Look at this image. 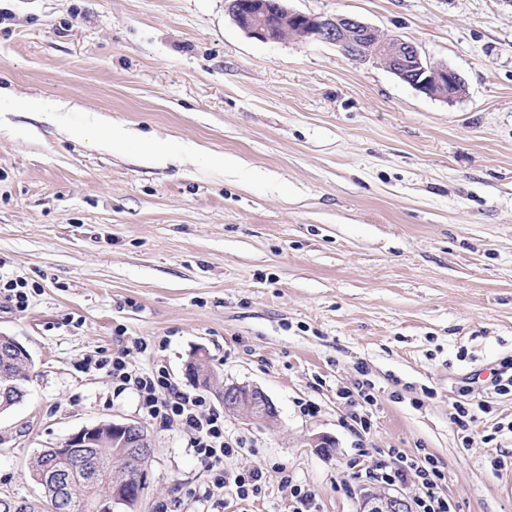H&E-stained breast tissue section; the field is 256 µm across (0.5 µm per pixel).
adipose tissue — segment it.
<instances>
[{
  "mask_svg": "<svg viewBox=\"0 0 512 512\" xmlns=\"http://www.w3.org/2000/svg\"><path fill=\"white\" fill-rule=\"evenodd\" d=\"M68 133L72 138L108 144L115 149L137 148L147 162L156 166L166 165L171 160V154L163 142L122 126L108 124L100 117L85 124L72 125Z\"/></svg>",
  "mask_w": 512,
  "mask_h": 512,
  "instance_id": "1",
  "label": "adipose tissue"
}]
</instances>
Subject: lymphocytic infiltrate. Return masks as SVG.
<instances>
[{
  "instance_id": "lymphocytic-infiltrate-1",
  "label": "lymphocytic infiltrate",
  "mask_w": 512,
  "mask_h": 512,
  "mask_svg": "<svg viewBox=\"0 0 512 512\" xmlns=\"http://www.w3.org/2000/svg\"><path fill=\"white\" fill-rule=\"evenodd\" d=\"M97 364L108 370L117 387L136 391L146 417L177 424L189 433L197 458L213 474V488L221 490L234 487L237 497L242 500L261 492L265 481L261 470H225L224 460L234 455L235 450L224 436L223 417L205 411L203 396L181 389L172 381L166 368L159 367L148 372L130 368L122 354L98 359ZM365 475L390 486L416 479L422 488L419 512H450L448 500L440 492L446 474L432 456L403 458L401 466L394 469L378 463L366 470Z\"/></svg>"
}]
</instances>
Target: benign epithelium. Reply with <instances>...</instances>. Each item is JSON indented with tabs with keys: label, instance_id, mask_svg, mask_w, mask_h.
Returning a JSON list of instances; mask_svg holds the SVG:
<instances>
[{
	"label": "benign epithelium",
	"instance_id": "benign-epithelium-1",
	"mask_svg": "<svg viewBox=\"0 0 512 512\" xmlns=\"http://www.w3.org/2000/svg\"><path fill=\"white\" fill-rule=\"evenodd\" d=\"M227 11L233 23L249 38L276 42V31L288 20L298 26L302 37L334 44L353 60H377L402 81L431 97L453 101L465 92V83L455 70L424 62L413 43L382 34L355 17L307 15L287 7L286 0H228ZM4 354L12 362L22 360L29 365L32 361L28 351L13 337ZM185 373L200 386L208 388L213 383L214 376L201 349L187 362ZM218 398L229 415L264 423L278 416L275 404L257 386L226 384L218 392ZM105 431L111 435L114 450L125 457L127 468L119 475H112L108 497L96 501L93 512H112L117 505L131 507L139 501L145 484L142 459L152 453L149 431L137 421H112L85 426L50 449L53 459L77 461L83 458V450L103 443ZM43 482L53 484L62 495L73 488L70 476L52 461L45 467ZM360 512H411V508L400 494L367 492L362 497Z\"/></svg>",
	"mask_w": 512,
	"mask_h": 512
}]
</instances>
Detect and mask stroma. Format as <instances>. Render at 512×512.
Segmentation results:
<instances>
[{
	"label": "stroma",
	"mask_w": 512,
	"mask_h": 512,
	"mask_svg": "<svg viewBox=\"0 0 512 512\" xmlns=\"http://www.w3.org/2000/svg\"><path fill=\"white\" fill-rule=\"evenodd\" d=\"M288 4L414 42L465 94L427 96L332 44L255 41L225 0H0V278L37 287L21 311L0 298V336L33 360L0 414V492L40 495L41 450L132 419L154 454L134 510L114 512H288L278 463L319 512H359L375 485L353 463L419 453L443 466L452 512H512V393L454 420L512 360V0ZM30 97L66 103L62 123ZM96 114L168 141L174 163L65 132ZM200 348L211 410L232 383L277 407L270 424L224 418L245 444L224 467L262 470L260 497L198 499L212 474L189 434L96 365L122 353L185 389ZM362 383L366 430L342 397Z\"/></svg>",
	"instance_id": "35a3bbf8"
}]
</instances>
